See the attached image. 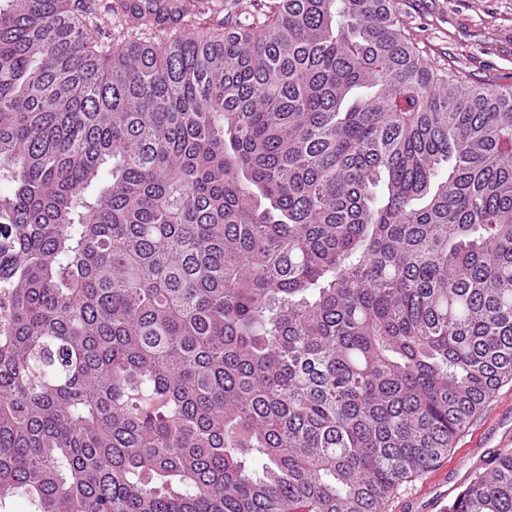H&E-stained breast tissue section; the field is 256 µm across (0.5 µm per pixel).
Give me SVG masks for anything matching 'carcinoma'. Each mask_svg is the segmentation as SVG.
<instances>
[{"instance_id": "carcinoma-1", "label": "carcinoma", "mask_w": 512, "mask_h": 512, "mask_svg": "<svg viewBox=\"0 0 512 512\" xmlns=\"http://www.w3.org/2000/svg\"><path fill=\"white\" fill-rule=\"evenodd\" d=\"M5 2L0 500L384 512L512 380V82L396 0Z\"/></svg>"}]
</instances>
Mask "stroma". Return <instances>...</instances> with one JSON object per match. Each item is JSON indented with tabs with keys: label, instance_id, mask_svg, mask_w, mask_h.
I'll use <instances>...</instances> for the list:
<instances>
[{
	"label": "stroma",
	"instance_id": "obj_1",
	"mask_svg": "<svg viewBox=\"0 0 512 512\" xmlns=\"http://www.w3.org/2000/svg\"><path fill=\"white\" fill-rule=\"evenodd\" d=\"M404 20L430 65L462 72L477 84L512 75V0H400ZM512 446V381L504 383L457 437L447 457L405 484L387 512H411L447 491L448 473L472 448Z\"/></svg>",
	"mask_w": 512,
	"mask_h": 512
}]
</instances>
